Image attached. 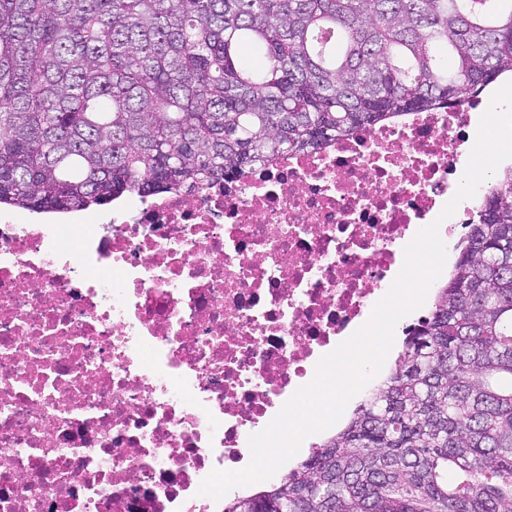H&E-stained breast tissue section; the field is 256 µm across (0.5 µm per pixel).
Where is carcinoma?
Wrapping results in <instances>:
<instances>
[{"instance_id":"1","label":"carcinoma","mask_w":512,"mask_h":512,"mask_svg":"<svg viewBox=\"0 0 512 512\" xmlns=\"http://www.w3.org/2000/svg\"><path fill=\"white\" fill-rule=\"evenodd\" d=\"M512 71V0H0V206L192 191ZM347 424L224 512H512V169Z\"/></svg>"}]
</instances>
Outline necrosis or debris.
Returning <instances> with one entry per match:
<instances>
[{"label": "necrosis or debris", "instance_id": "4bbe7bcc", "mask_svg": "<svg viewBox=\"0 0 512 512\" xmlns=\"http://www.w3.org/2000/svg\"><path fill=\"white\" fill-rule=\"evenodd\" d=\"M479 105L132 195L102 224L0 214V512H224L201 482L387 294Z\"/></svg>", "mask_w": 512, "mask_h": 512}]
</instances>
